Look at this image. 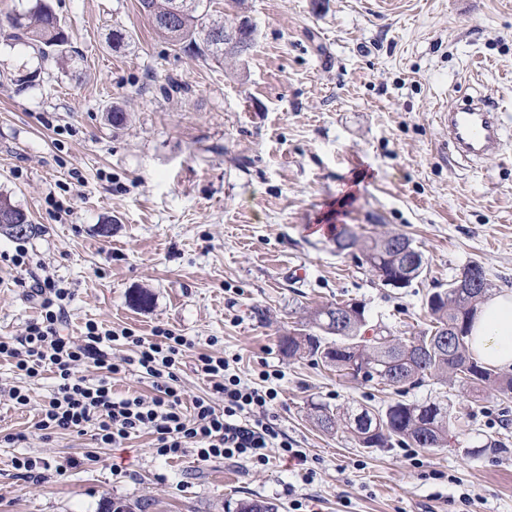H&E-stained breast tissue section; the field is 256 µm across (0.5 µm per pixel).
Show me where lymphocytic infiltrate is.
Returning a JSON list of instances; mask_svg holds the SVG:
<instances>
[{"label":"lymphocytic infiltrate","mask_w":512,"mask_h":512,"mask_svg":"<svg viewBox=\"0 0 512 512\" xmlns=\"http://www.w3.org/2000/svg\"><path fill=\"white\" fill-rule=\"evenodd\" d=\"M28 288L40 306V316L27 325L24 335L0 337V358L13 361L30 377L46 371L54 374L56 386L41 410L37 430L49 435L64 431L81 434L90 428L97 444L106 447L147 432L155 437L157 456L168 460L190 451L201 462L246 459L263 466L269 461L267 450L273 446L305 460V452L295 448L267 414L273 392L227 376L223 358L200 356V369L211 382V394L184 406L175 369L187 344L185 337L163 331L149 339L89 321L83 341L77 343L60 332L67 319V289L58 287L47 274L33 275ZM118 340L132 348L133 358L108 357L104 345ZM88 361L98 370L97 378L80 375V367ZM131 363L151 379L153 396L113 392V375Z\"/></svg>","instance_id":"obj_1"}]
</instances>
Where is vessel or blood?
Segmentation results:
<instances>
[{"mask_svg": "<svg viewBox=\"0 0 512 512\" xmlns=\"http://www.w3.org/2000/svg\"><path fill=\"white\" fill-rule=\"evenodd\" d=\"M441 115L448 126V140L461 161L470 163L500 153L504 121L495 101L469 99L442 108Z\"/></svg>", "mask_w": 512, "mask_h": 512, "instance_id": "1", "label": "vessel or blood"}]
</instances>
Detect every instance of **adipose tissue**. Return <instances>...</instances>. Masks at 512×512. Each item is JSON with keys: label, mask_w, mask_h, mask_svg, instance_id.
<instances>
[{"label": "adipose tissue", "mask_w": 512, "mask_h": 512, "mask_svg": "<svg viewBox=\"0 0 512 512\" xmlns=\"http://www.w3.org/2000/svg\"><path fill=\"white\" fill-rule=\"evenodd\" d=\"M469 345L486 364L512 371V292L494 295L478 306Z\"/></svg>", "instance_id": "adipose-tissue-1"}]
</instances>
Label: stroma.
I'll list each match as a JSON object with an SVG mask.
<instances>
[{"label":"stroma","instance_id":"35a3bbf8","mask_svg":"<svg viewBox=\"0 0 512 512\" xmlns=\"http://www.w3.org/2000/svg\"><path fill=\"white\" fill-rule=\"evenodd\" d=\"M49 2L73 63L0 34V193L36 226L0 235V336L40 315L29 271L11 262L23 247L69 292L65 335L82 340L91 320L184 336L186 399L209 392L199 356L224 358L242 383L274 392L269 413L307 461L278 448L262 467L166 461L147 433L121 450L87 433L47 438L35 425L53 379L1 360L0 512H228L247 499L279 512H512V447H485L512 439V397L488 390L474 403L430 381L398 396L279 346L297 315L347 300L394 335L417 334L428 295L474 262L492 292L512 290V142L457 161L436 110L483 96L505 107L512 134V0H247L254 44L221 62L172 47L138 0ZM116 30L128 45L113 47ZM345 224L408 237L424 273L382 285L359 250H337ZM14 386L27 405L9 399ZM398 397L452 405L447 447L365 449L307 416L311 399ZM21 454L45 462L40 481L14 468Z\"/></svg>","mask_w":512,"mask_h":512}]
</instances>
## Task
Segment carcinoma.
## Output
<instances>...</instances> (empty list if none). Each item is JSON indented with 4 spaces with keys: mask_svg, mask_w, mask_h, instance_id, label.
Returning <instances> with one entry per match:
<instances>
[{
    "mask_svg": "<svg viewBox=\"0 0 512 512\" xmlns=\"http://www.w3.org/2000/svg\"><path fill=\"white\" fill-rule=\"evenodd\" d=\"M172 2L138 0L140 13L172 46L204 59L223 56L205 37L208 28L224 32V18L213 17L211 0H183L189 12L182 19L170 16ZM0 29L10 30L8 39L32 47L44 59L61 65L72 60L74 50L66 25L46 0H28L25 9L5 14L0 19ZM357 244L368 257L370 271L385 284L397 276L395 256L400 252H405L404 260L415 256L423 259L403 235L371 237L360 242L356 232L346 228L336 238L340 250ZM454 285L452 281L448 288L428 297L431 324L415 336H394L380 326L374 327L365 306L341 301L317 308L291 326L281 337L280 350L288 358L311 357L336 369L340 376L373 382L397 393L432 379L448 382L473 398L480 397L487 387H495L505 396L512 394V375H504L473 357L467 345L468 332L448 340V326L468 324L476 306L488 295L490 283L486 281L466 295L455 293ZM345 308L352 310V316L338 334L327 325V316ZM309 410L321 431L347 432L361 448H383L394 440L434 451L444 447L448 427L458 420L447 404L436 400H397L381 409L312 401ZM236 512H277V507L262 500H242L237 503Z\"/></svg>",
    "mask_w": 512,
    "mask_h": 512,
    "instance_id": "carcinoma-1",
    "label": "carcinoma"
}]
</instances>
